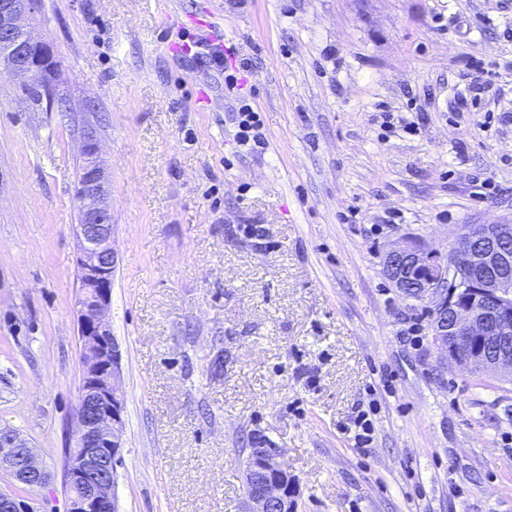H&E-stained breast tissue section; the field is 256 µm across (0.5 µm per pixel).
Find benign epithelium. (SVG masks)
<instances>
[{"mask_svg":"<svg viewBox=\"0 0 512 512\" xmlns=\"http://www.w3.org/2000/svg\"><path fill=\"white\" fill-rule=\"evenodd\" d=\"M34 0H0V73L50 94L49 45L36 39L28 20ZM86 178L80 200L77 265L78 339L82 384L66 448L64 472L69 512H119L115 497L122 463L125 399L121 352L107 311L117 254L112 247V197L93 132L82 137ZM512 220L467 224L453 247L442 252L409 241L383 255L382 269L406 297L426 305L433 342L461 372L512 374ZM0 472L18 487H44L49 475L35 449L16 430L0 425ZM244 484L250 512H297V483L277 448H253ZM0 512H27L12 493L0 492Z\"/></svg>","mask_w":512,"mask_h":512,"instance_id":"obj_1","label":"benign epithelium"}]
</instances>
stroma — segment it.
I'll use <instances>...</instances> for the list:
<instances>
[{
  "label": "stroma",
  "mask_w": 512,
  "mask_h": 512,
  "mask_svg": "<svg viewBox=\"0 0 512 512\" xmlns=\"http://www.w3.org/2000/svg\"><path fill=\"white\" fill-rule=\"evenodd\" d=\"M207 10L251 61L263 153L237 145L223 76L179 53ZM31 27L55 100L0 76V425L49 482L0 491L69 510L87 123L118 254L119 512H247L257 444L281 449L297 512H512V379L448 365L381 267L394 242L447 251L512 217V0H35ZM475 59L499 80L478 86Z\"/></svg>",
  "instance_id": "stroma-1"
}]
</instances>
